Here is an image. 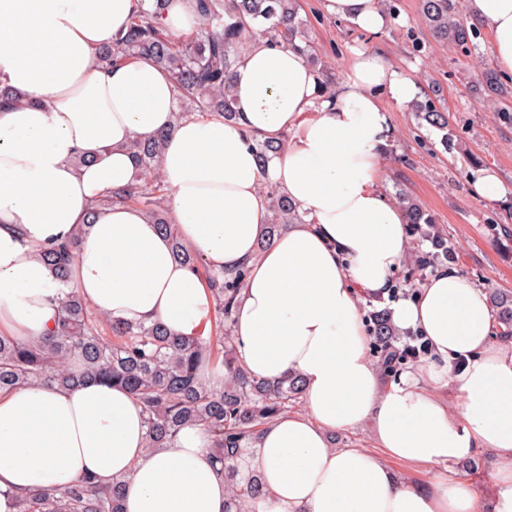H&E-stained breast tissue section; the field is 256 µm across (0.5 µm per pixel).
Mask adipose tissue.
<instances>
[{"label": "adipose tissue", "mask_w": 512, "mask_h": 512, "mask_svg": "<svg viewBox=\"0 0 512 512\" xmlns=\"http://www.w3.org/2000/svg\"><path fill=\"white\" fill-rule=\"evenodd\" d=\"M325 7L364 32L388 23L377 0ZM141 8L0 0V83L17 96L0 101V333L50 338L72 290L117 323L156 322L176 338L208 326L212 297L159 225L132 204L90 210L131 182L130 143L168 131L158 164L184 246L225 272L247 271L235 312L242 363L304 383V411L267 425L238 460L265 490L255 512H512V336L495 335L482 288L441 269L395 305V323L421 330L431 355L394 382L361 316V298L386 299L409 257L404 217L379 186L390 133L381 97L411 106L416 83L357 50L329 95L305 57L257 37L233 71L235 119L179 121L165 71L98 60ZM467 17L512 73V0H467ZM252 133L290 139L262 167ZM269 185L304 215L273 236ZM71 239L77 257L63 281L38 253ZM70 369L81 376L80 355ZM363 424L375 451L332 447V433ZM212 448L204 427L188 426L169 447L147 449L142 405L96 379L0 392V512L87 476L122 482L125 512H224ZM481 448L496 460L488 497L455 470ZM395 461L444 472L405 482Z\"/></svg>", "instance_id": "1"}]
</instances>
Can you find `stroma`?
I'll list each match as a JSON object with an SVG mask.
<instances>
[{
  "instance_id": "obj_1",
  "label": "stroma",
  "mask_w": 512,
  "mask_h": 512,
  "mask_svg": "<svg viewBox=\"0 0 512 512\" xmlns=\"http://www.w3.org/2000/svg\"><path fill=\"white\" fill-rule=\"evenodd\" d=\"M300 5L313 50L334 83H341L353 49L373 50L416 82L419 98L437 99L447 108L449 125L442 131L419 124L414 113L383 96L391 120L383 190L391 198L406 189L435 215V231L456 253L449 271L486 291H512V125L496 120L471 90L479 69L492 63L489 35L480 33L468 54L434 40L422 22L419 0H399L398 15L375 35L329 15L323 0H300ZM446 136L453 150L444 149ZM483 171L506 182L502 199L476 192Z\"/></svg>"
}]
</instances>
